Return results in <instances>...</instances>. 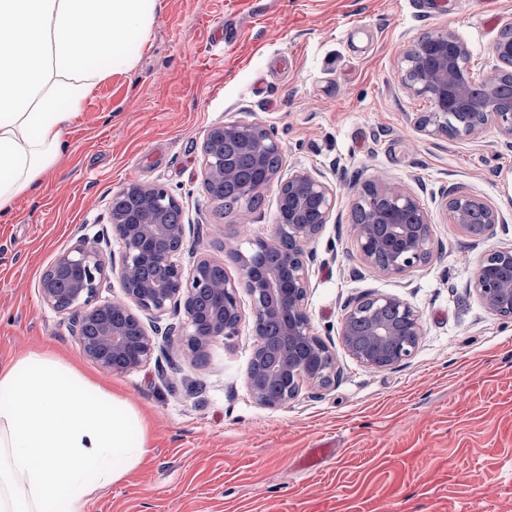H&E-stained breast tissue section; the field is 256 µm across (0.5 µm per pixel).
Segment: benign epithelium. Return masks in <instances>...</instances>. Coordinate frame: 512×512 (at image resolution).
Instances as JSON below:
<instances>
[{"label": "benign epithelium", "mask_w": 512, "mask_h": 512, "mask_svg": "<svg viewBox=\"0 0 512 512\" xmlns=\"http://www.w3.org/2000/svg\"><path fill=\"white\" fill-rule=\"evenodd\" d=\"M499 63L496 76L512 78V22L501 26L492 45ZM470 48L454 31L425 33L409 45L399 61L401 83L432 103L417 114L414 129L427 138L476 139L489 125L512 137V98L500 97L493 79L484 80V97H471L475 85L469 68ZM253 159L254 184L242 199L276 186L278 216L272 234L239 253L241 278L224 277L216 288L210 277L214 262L199 258L185 266L176 260L184 249L185 225L168 224L165 210L178 205L161 186L130 184L121 193L132 198L129 209L110 211V224L121 243L119 259L107 256L98 241L81 240L59 255L40 279L42 301L68 316L84 356L113 372L148 364L158 338L177 341L192 362L202 363L215 342L240 332L243 312L239 290L252 301L256 344L247 371L255 400L280 407L304 384L327 389L336 381L335 355L312 333L307 310L310 288L306 246L330 223L336 193L321 174L306 169L281 174L283 148L274 134L256 123L212 127L202 144L205 180L215 175L232 183L236 158ZM450 223L469 237L484 241L504 225L499 210L484 198L450 185L441 192ZM359 254L370 270L402 276L433 257L426 209L412 192L363 184L351 214ZM118 275L123 298L98 299L102 283ZM469 290L486 309L512 319V247L487 250ZM184 311L180 334L167 326L148 332L139 313L157 317ZM419 311L398 296L366 293L344 306L340 322L343 348L360 364L390 369L411 358L422 336Z\"/></svg>", "instance_id": "benign-epithelium-1"}]
</instances>
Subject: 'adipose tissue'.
<instances>
[{
    "label": "adipose tissue",
    "instance_id": "obj_1",
    "mask_svg": "<svg viewBox=\"0 0 512 512\" xmlns=\"http://www.w3.org/2000/svg\"><path fill=\"white\" fill-rule=\"evenodd\" d=\"M159 0H0V217L51 173ZM146 417L50 346L0 363V512H83L147 453Z\"/></svg>",
    "mask_w": 512,
    "mask_h": 512
}]
</instances>
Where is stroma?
<instances>
[{"label": "stroma", "mask_w": 512, "mask_h": 512, "mask_svg": "<svg viewBox=\"0 0 512 512\" xmlns=\"http://www.w3.org/2000/svg\"><path fill=\"white\" fill-rule=\"evenodd\" d=\"M509 21L512 0H161L136 67L99 85L67 154L0 219V361L54 344L149 412L143 462L85 512H512V319L468 290L480 255L512 246V147L493 127L470 140L420 136L413 119L432 105L397 73L413 39L450 29L484 80ZM236 122L270 129L285 165L323 173L336 191L330 223L307 247L308 312L336 353V382L278 408L247 387L248 295L239 336L210 346L203 364L164 342L145 367L109 376L39 294L44 270L78 239L120 254L109 213L131 183L180 203V261L202 256L239 280L237 254L271 233L277 190L230 214L206 193L202 142ZM373 178L414 190L429 212L439 252L407 275L361 263L351 211ZM451 184L499 209L496 237L477 242L450 224L440 192ZM242 224L249 236H238ZM370 292L423 318L414 356L390 369L365 368L342 346L346 302ZM324 446L332 454L304 470Z\"/></svg>", "instance_id": "obj_1"}]
</instances>
